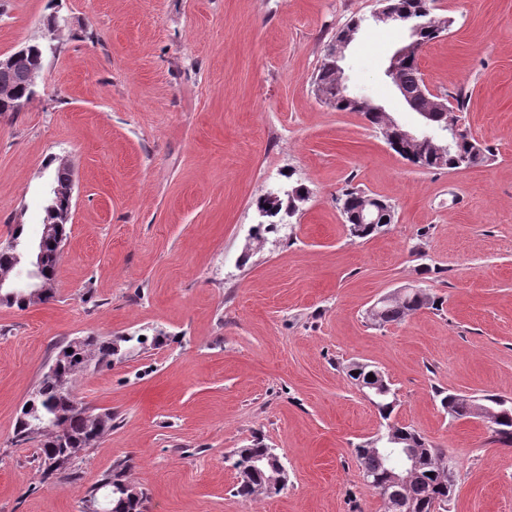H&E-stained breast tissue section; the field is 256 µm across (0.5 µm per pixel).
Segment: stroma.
<instances>
[{
	"label": "stroma",
	"mask_w": 512,
	"mask_h": 512,
	"mask_svg": "<svg viewBox=\"0 0 512 512\" xmlns=\"http://www.w3.org/2000/svg\"><path fill=\"white\" fill-rule=\"evenodd\" d=\"M377 6L0 0V54L54 45L36 98L0 114V241L18 226L39 235L50 158L73 175L53 298L0 306V512H80L125 460L148 512H383L353 453L382 424L347 374L355 362L391 383L393 422L453 460L448 512H512V447L436 395L512 399V0L432 4L453 24L420 70L466 94L458 119L492 152L463 171L418 168L360 114L317 100L326 45ZM407 39L401 25L363 27L342 66L351 91L411 128L418 116L385 76ZM292 185L307 202L258 232L257 199ZM347 188L391 205L393 224L350 235ZM411 284L439 307L367 319ZM87 335L145 342L75 380L114 426L77 479L46 481L16 421L58 347ZM257 439L283 453L288 484L241 498L224 457ZM437 393V396L441 397L442 407L448 411L452 420L463 421L472 417L471 404L467 401L466 396L445 391H437Z\"/></svg>",
	"instance_id": "obj_1"
}]
</instances>
